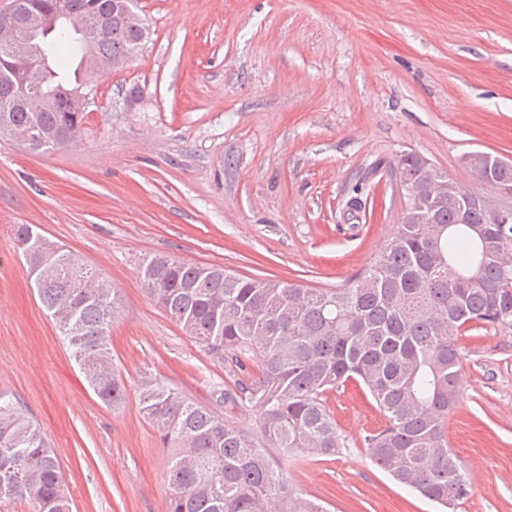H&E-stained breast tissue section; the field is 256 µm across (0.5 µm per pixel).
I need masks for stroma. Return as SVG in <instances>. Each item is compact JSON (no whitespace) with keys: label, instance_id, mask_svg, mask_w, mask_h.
<instances>
[{"label":"stroma","instance_id":"1","mask_svg":"<svg viewBox=\"0 0 512 512\" xmlns=\"http://www.w3.org/2000/svg\"><path fill=\"white\" fill-rule=\"evenodd\" d=\"M134 5L149 39L84 88L73 141L35 154L0 138V392L55 450L72 512H165L171 451L140 410L144 382L254 423L251 410L217 403L214 388L231 384L223 358L146 293L144 258L331 288L396 232L401 154L469 189L468 154L512 160V0ZM16 224L36 225L116 289L121 408L88 388L30 286ZM455 340L445 435L471 488L454 510L372 462L363 438L383 417L353 381L327 395L342 447L289 460V482L328 512H512V329L466 326Z\"/></svg>","mask_w":512,"mask_h":512}]
</instances>
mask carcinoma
<instances>
[{
  "label": "carcinoma",
  "mask_w": 512,
  "mask_h": 512,
  "mask_svg": "<svg viewBox=\"0 0 512 512\" xmlns=\"http://www.w3.org/2000/svg\"><path fill=\"white\" fill-rule=\"evenodd\" d=\"M73 1L112 19L90 45L60 29L47 46L68 45L93 74L89 54L124 59L146 36L117 19L115 0H25L21 26ZM39 89L17 96L12 61L0 55V124L32 128L28 148L47 153L80 131L84 115L69 109L82 84L47 65L33 74ZM400 185L421 188L434 177L417 153L394 167ZM491 184L512 186V164L492 170ZM484 189L412 206L384 251L333 288L250 278L222 266L158 255L142 262L148 295L213 354H225L234 389L219 397L247 404L256 426L224 420L167 385L147 382L141 411L173 448L167 512H328L288 482V458L331 456L340 447L326 394L362 383L385 420L364 442L372 461L399 483L443 506L466 498L470 482L448 451L444 423L458 397L460 356L452 329L469 323L512 328V221L486 209ZM28 276L46 311L58 319L88 387L120 407L125 385L112 359L109 331L117 292L87 288L102 280L31 224L15 227ZM19 498L30 512H72L58 458L17 401L0 392V499Z\"/></svg>",
  "instance_id": "carcinoma-1"
}]
</instances>
